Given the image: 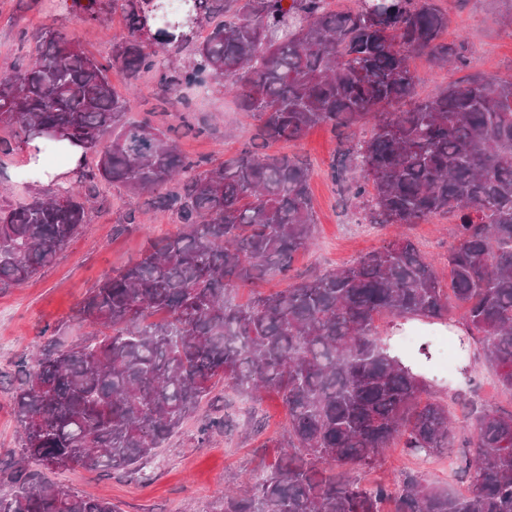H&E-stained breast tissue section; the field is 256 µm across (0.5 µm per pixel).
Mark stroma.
Here are the masks:
<instances>
[{
  "instance_id": "stroma-1",
  "label": "stroma",
  "mask_w": 512,
  "mask_h": 512,
  "mask_svg": "<svg viewBox=\"0 0 512 512\" xmlns=\"http://www.w3.org/2000/svg\"><path fill=\"white\" fill-rule=\"evenodd\" d=\"M448 11L447 42L462 41L467 65L458 72L440 65L425 52L414 53L411 68L419 78L418 98H426L460 73L488 79L512 77V0H443ZM55 25L74 38L88 54L106 59L112 54V35L126 30L121 12L111 11L101 21H79L60 6L59 0H0V71L17 60L35 54L37 36ZM112 86L130 94L128 121L142 120L154 111V82L142 78L131 83L126 73H109ZM192 122L206 121L201 134L178 140L180 152L192 159L216 160L237 153L254 134L256 118L241 111L235 95L218 86L187 90ZM272 152L306 160L311 170V192L316 227L311 248L293 259L296 271L329 269L353 261L381 247L396 235L409 236L421 254L439 269L455 242V226L442 216L418 224L378 226L368 223L357 204L342 206L340 191L329 175L337 155L335 137L329 129H310L299 141H280ZM24 162L22 152L0 158V204L18 205L40 196V189L20 181L15 171ZM136 211L138 223L124 225L127 212ZM170 216L157 213L148 193L133 194L118 185H100L96 204L87 213L80 234L65 246L55 260L24 282L0 290V470L10 471L21 453L20 427L13 412V395L24 377L23 365L34 352L50 343L75 345L90 336V322L77 319L80 305L112 271L135 260L149 239L175 232ZM379 331L395 351L415 350L412 334L431 342H443L445 356L435 360L437 377L429 389L431 398L449 402L459 377L460 357L455 336L442 323L424 320L378 321ZM471 386L487 408L512 411V393L501 389L485 364L479 346H472ZM225 419L223 431L202 436L209 419ZM288 428V416L275 394L255 398L230 387H217L180 430L157 449L144 472L103 474L80 467L52 473L55 482L79 494L118 503L121 512H210L221 492L234 487L242 475L261 471L279 457L272 439ZM448 454L430 462L407 455L401 444H393L369 470L372 480L392 482L406 470L419 473L427 482L463 493L466 482L448 470Z\"/></svg>"
}]
</instances>
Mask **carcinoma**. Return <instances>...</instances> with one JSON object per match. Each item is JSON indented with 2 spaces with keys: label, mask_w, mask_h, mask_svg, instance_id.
Listing matches in <instances>:
<instances>
[{
  "label": "carcinoma",
  "mask_w": 512,
  "mask_h": 512,
  "mask_svg": "<svg viewBox=\"0 0 512 512\" xmlns=\"http://www.w3.org/2000/svg\"><path fill=\"white\" fill-rule=\"evenodd\" d=\"M361 2L347 11L329 0H188L190 24L211 25L192 42L166 28L144 37L143 0H71L83 22L121 7L127 33L112 56L101 61L48 30L28 63L0 75V124L16 142L33 141L38 126L101 148L96 168L78 165L75 184L0 205V289L49 265L79 234L100 181L155 194V208L180 224L85 298L79 314L99 326L92 339L51 345L25 371L14 414L23 459L41 469L15 466L0 512H117L47 473L144 464L219 383L274 393L288 433L269 470L211 512H383L387 503L391 512H512V411L460 399L470 424L458 442L448 406L422 399L426 377L390 353L376 325L383 315L443 322L455 310L460 344L478 345L512 392V78H461L417 98L412 53L465 66L464 43L441 41L448 14L436 0ZM114 67L132 80L154 73L162 106L182 88H232L258 121L252 142L218 163L183 156L180 127L125 120L129 100L108 79ZM317 125L340 145L330 178L369 223L456 219L448 278L398 237L236 301L271 272L288 276L313 238L308 165L266 149ZM396 442L423 459L458 449L468 493L412 472L391 487L362 484L360 471Z\"/></svg>",
  "instance_id": "cac0c4a2"
}]
</instances>
